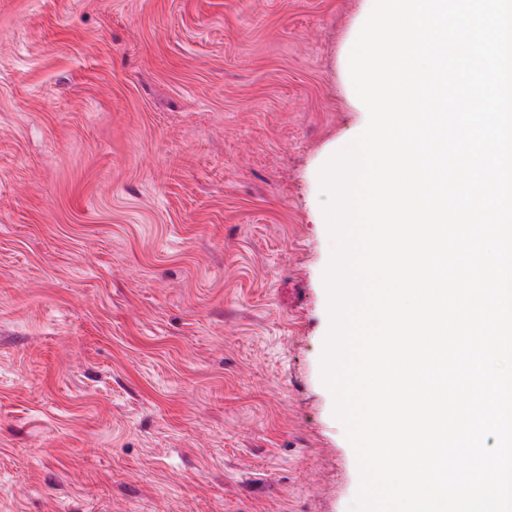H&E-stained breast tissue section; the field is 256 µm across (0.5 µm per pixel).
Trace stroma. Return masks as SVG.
Masks as SVG:
<instances>
[{"instance_id":"obj_1","label":"stroma","mask_w":512,"mask_h":512,"mask_svg":"<svg viewBox=\"0 0 512 512\" xmlns=\"http://www.w3.org/2000/svg\"><path fill=\"white\" fill-rule=\"evenodd\" d=\"M371 0H0V512H349L319 173Z\"/></svg>"}]
</instances>
